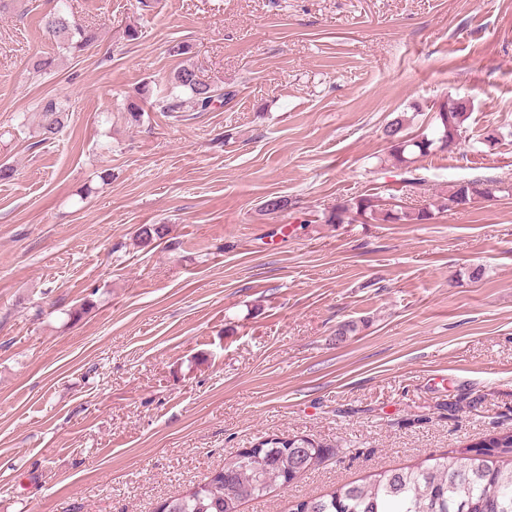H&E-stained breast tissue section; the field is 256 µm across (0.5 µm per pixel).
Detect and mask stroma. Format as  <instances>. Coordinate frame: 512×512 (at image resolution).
Instances as JSON below:
<instances>
[{
	"instance_id": "stroma-1",
	"label": "stroma",
	"mask_w": 512,
	"mask_h": 512,
	"mask_svg": "<svg viewBox=\"0 0 512 512\" xmlns=\"http://www.w3.org/2000/svg\"><path fill=\"white\" fill-rule=\"evenodd\" d=\"M54 5L0 15V512H154L272 434L331 450L240 507L288 512L512 431V195L324 221L512 180V0H68L98 41L38 76ZM186 64L228 99L131 121ZM47 96L69 116L40 142ZM446 99L468 138L410 192L383 129ZM144 224L168 234L142 245ZM505 184L503 181H492L484 179H468L457 182L450 186L448 195L440 196L435 202L429 204L423 208H412L410 210L395 209L400 207L399 205L394 208H385L387 203L382 204L378 197L370 195H361L358 197H352L336 205V208L327 216L326 222L328 224H341L343 217L347 213L353 211L364 212L367 221L381 222V223H401V224H425L427 221L433 219V209H450L458 208L469 202L471 195L477 193L482 189L485 193H489L494 184Z\"/></svg>"
}]
</instances>
